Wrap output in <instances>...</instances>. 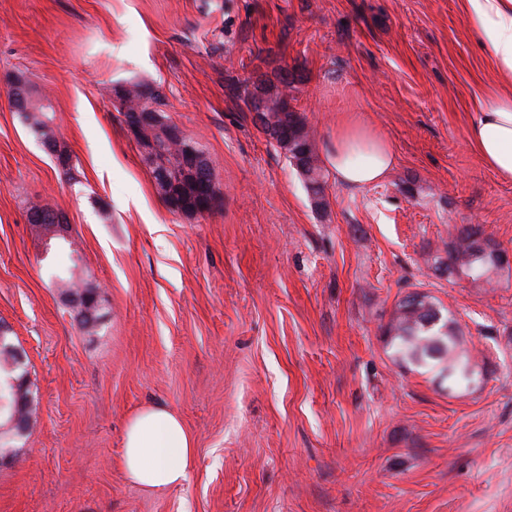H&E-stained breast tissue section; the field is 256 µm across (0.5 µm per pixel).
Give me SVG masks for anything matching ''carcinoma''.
Listing matches in <instances>:
<instances>
[{
	"label": "carcinoma",
	"instance_id": "obj_1",
	"mask_svg": "<svg viewBox=\"0 0 512 512\" xmlns=\"http://www.w3.org/2000/svg\"><path fill=\"white\" fill-rule=\"evenodd\" d=\"M291 73L279 75V83L283 88L278 90L269 113L274 125L287 131L301 141L306 148H311L309 133L303 118L293 109V81L289 80ZM137 97L130 100L135 104L143 98L151 105H159L163 99L160 90L150 84H137ZM307 188L317 197L324 193L323 176L319 164L312 169L303 171ZM481 234L480 227H471V232L464 233L463 228L456 229V234L448 250L446 271L452 277L457 271H462L474 281L493 283L498 275L499 266L491 256H486L473 248L470 239ZM54 284L63 293H76L84 280L75 275L72 268L57 271L53 274ZM385 333L394 341L395 354L403 361L417 365H426L431 360L444 362L438 372L442 379L456 382L469 381L467 369L471 367V358L463 348L459 339L457 323L448 315H443L442 307L437 299L428 294L413 292L402 298L396 305L393 317ZM27 372L19 363L14 345L5 341L0 343V400L5 399L18 405V411L23 416L24 424L30 425L36 407L26 378ZM23 379L21 385L14 387L11 380ZM9 417L0 415V454H14L6 439L22 436V433L8 426Z\"/></svg>",
	"mask_w": 512,
	"mask_h": 512
}]
</instances>
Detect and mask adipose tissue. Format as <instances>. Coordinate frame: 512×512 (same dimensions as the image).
I'll use <instances>...</instances> for the list:
<instances>
[{"label": "adipose tissue", "instance_id": "ef3b65f1", "mask_svg": "<svg viewBox=\"0 0 512 512\" xmlns=\"http://www.w3.org/2000/svg\"><path fill=\"white\" fill-rule=\"evenodd\" d=\"M466 19L488 47L504 82L483 98L468 138L501 178L512 179V0H464ZM325 155L338 182L360 188L383 180L395 164L390 144L354 116L342 117ZM195 461V443L181 418L159 405L128 419L121 462L129 480L149 491L184 484Z\"/></svg>", "mask_w": 512, "mask_h": 512}]
</instances>
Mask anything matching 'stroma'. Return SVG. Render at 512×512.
<instances>
[{
  "instance_id": "obj_1",
  "label": "stroma",
  "mask_w": 512,
  "mask_h": 512,
  "mask_svg": "<svg viewBox=\"0 0 512 512\" xmlns=\"http://www.w3.org/2000/svg\"><path fill=\"white\" fill-rule=\"evenodd\" d=\"M283 68L315 148L356 113L394 149L388 178L325 172L315 203L241 95ZM15 73L51 102L71 173L13 109ZM130 82L206 153L212 212L159 195L118 111ZM498 83L463 0H0V322L38 401L0 512H512V180L468 140ZM33 202L67 212L69 241L44 244ZM455 224L508 256L495 286L448 276ZM74 257L92 331L51 281ZM411 292L452 313L470 381L396 357ZM146 404L196 440L182 487L125 475Z\"/></svg>"
}]
</instances>
